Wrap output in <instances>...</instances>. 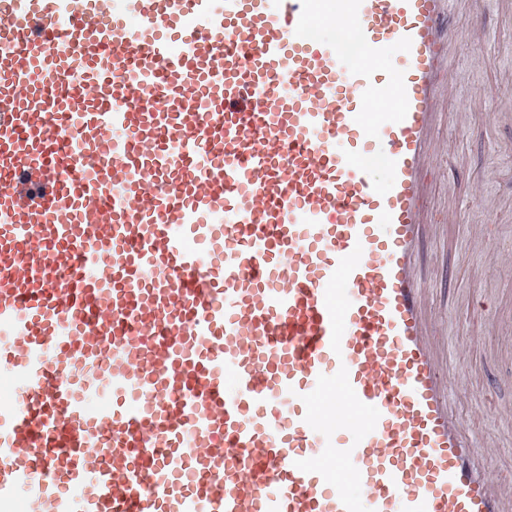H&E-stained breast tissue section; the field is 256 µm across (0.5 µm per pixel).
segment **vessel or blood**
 <instances>
[{"label": "vessel or blood", "instance_id": "1", "mask_svg": "<svg viewBox=\"0 0 512 512\" xmlns=\"http://www.w3.org/2000/svg\"><path fill=\"white\" fill-rule=\"evenodd\" d=\"M453 2L0 0V506L512 512L418 264Z\"/></svg>", "mask_w": 512, "mask_h": 512}]
</instances>
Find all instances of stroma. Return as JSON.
<instances>
[{"label":"stroma","instance_id":"obj_1","mask_svg":"<svg viewBox=\"0 0 512 512\" xmlns=\"http://www.w3.org/2000/svg\"><path fill=\"white\" fill-rule=\"evenodd\" d=\"M484 39L460 36L448 51L455 93L440 136L452 153L439 158L434 208L441 224L420 266L448 348V369L465 390L460 413L493 445L494 475L512 483V117L499 108L512 86V5L479 14ZM483 241H476V232Z\"/></svg>","mask_w":512,"mask_h":512}]
</instances>
